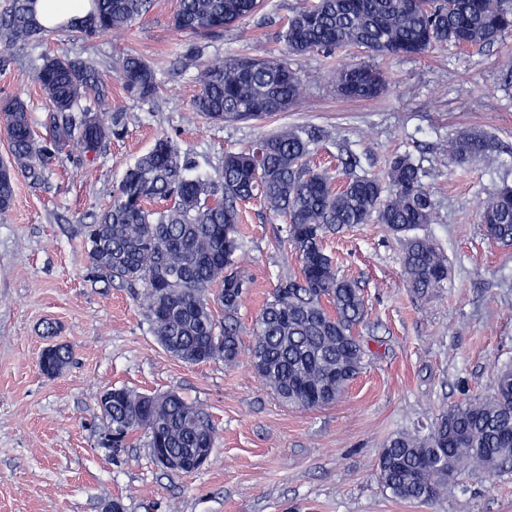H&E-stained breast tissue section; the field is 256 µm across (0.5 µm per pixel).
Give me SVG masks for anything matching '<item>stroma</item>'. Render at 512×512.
I'll return each instance as SVG.
<instances>
[{"label": "stroma", "mask_w": 512, "mask_h": 512, "mask_svg": "<svg viewBox=\"0 0 512 512\" xmlns=\"http://www.w3.org/2000/svg\"><path fill=\"white\" fill-rule=\"evenodd\" d=\"M304 0H264L262 10L224 33L198 37L203 62L278 56L282 22ZM176 0H153L124 38L79 33L14 49L0 67V97L28 106L38 136L53 112L34 80L44 58L80 56L109 71L133 53L152 62L161 88L151 102L125 97L110 79L112 105L126 113L122 137L93 162L70 144L39 178L18 176L12 208L0 221V512H512V469L466 473L436 503L392 498L376 476L378 454L401 430H428L448 405L491 391L498 368L512 364V249L488 239L478 207L512 176V36L487 48L438 47L422 56L375 59L388 89L371 100L336 95L319 55L289 57L300 71L299 106L261 122L210 123L193 112L195 70L177 58L189 35L170 23ZM285 127L314 128V161L335 168L341 149L361 171L383 174L407 153L436 202L421 227L447 255V288L419 297L402 273L401 243L381 224L330 235L325 249L339 275L365 298L358 328L369 357L335 404L299 410L282 404L250 365L255 318L298 261L279 239L285 225L257 201L242 210L241 264L252 284L240 310L234 362L188 364L159 344L132 290L85 278L83 229L110 199L126 168L168 135L212 176L225 152ZM492 135L494 164L458 165L451 138ZM54 326L55 335L45 333ZM70 346L73 363L57 376L38 368L48 347ZM179 394L207 413L217 438L208 464L184 474L158 467L143 435L127 447L105 444L100 409L108 389Z\"/></svg>", "instance_id": "1"}]
</instances>
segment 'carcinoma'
Returning a JSON list of instances; mask_svg holds the SVG:
<instances>
[{
    "instance_id": "carcinoma-1",
    "label": "carcinoma",
    "mask_w": 512,
    "mask_h": 512,
    "mask_svg": "<svg viewBox=\"0 0 512 512\" xmlns=\"http://www.w3.org/2000/svg\"><path fill=\"white\" fill-rule=\"evenodd\" d=\"M35 0H10L0 10V65L11 52L55 31L88 38L102 32L122 37L146 15L152 0H92L87 26L73 18L42 25ZM262 0H177L172 28L209 35L250 18ZM512 33V0H314L293 11L279 32L285 52L295 56L356 48L378 56L424 55L437 45L491 47ZM199 50L183 47L179 62L198 69L200 89L192 107L213 122L263 121L298 105L303 87L295 69L277 57H235L198 68ZM126 97L148 101L159 83L153 64L127 54L112 62ZM35 78L52 105L49 135L35 138L24 101L0 98V129L10 157L0 162V217L11 209L18 175L39 177L70 143L83 146L86 161L121 136L127 117L107 116L111 92L103 72L81 57H50ZM338 94L369 100L387 87L384 73L362 62L336 69ZM313 132L285 128L248 147L224 154L218 178L193 173L195 161L163 135L126 170L107 208L85 225L88 281L135 288L154 336L173 357L189 364L217 356L233 362L239 351L238 314L251 288L240 265L241 206L254 199L286 218V241L300 271L279 280L254 327L251 367L284 404L316 409L336 403L362 372L368 350L357 333L364 297L357 282L338 275L323 249L329 233L357 224H383L404 238L403 269L420 295L448 285V259L426 237L415 234L434 221L435 204L408 154L390 157L386 176L357 173L358 158L340 159L342 177L309 165ZM493 139L462 132L448 142L459 163L493 162ZM479 223L503 248L512 247V181L504 179L479 207ZM220 315H215V311ZM72 351H43L40 371L49 377L70 363ZM107 427L122 448L143 434L150 448L186 453L204 431L215 433L204 412L182 397L153 400L127 388L112 389L103 408ZM472 464L488 473L512 466V366L501 368L488 395L448 406L422 434L395 433L381 449L376 474L400 500L433 503L448 481Z\"/></svg>"
}]
</instances>
